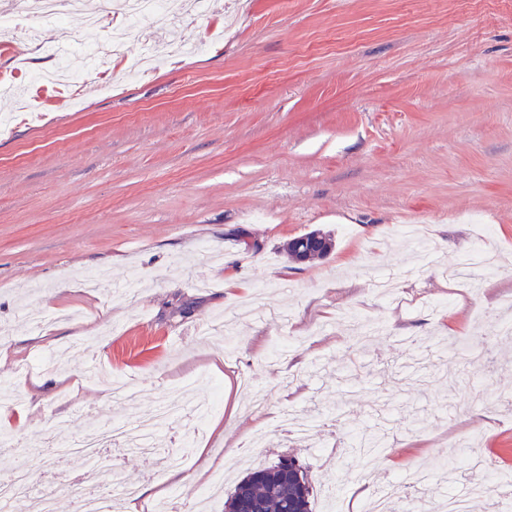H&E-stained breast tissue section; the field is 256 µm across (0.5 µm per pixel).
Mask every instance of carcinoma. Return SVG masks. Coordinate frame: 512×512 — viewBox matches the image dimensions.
I'll use <instances>...</instances> for the list:
<instances>
[{
  "mask_svg": "<svg viewBox=\"0 0 512 512\" xmlns=\"http://www.w3.org/2000/svg\"><path fill=\"white\" fill-rule=\"evenodd\" d=\"M313 240L302 250L287 244L288 256L296 261L315 259L335 247L331 232L320 229L305 233ZM312 486L308 475L295 459H281L269 466L256 468L242 477L228 494L224 512H236L240 501L248 499L258 512H312Z\"/></svg>",
  "mask_w": 512,
  "mask_h": 512,
  "instance_id": "1",
  "label": "carcinoma"
}]
</instances>
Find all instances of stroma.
Wrapping results in <instances>:
<instances>
[{
  "mask_svg": "<svg viewBox=\"0 0 512 512\" xmlns=\"http://www.w3.org/2000/svg\"><path fill=\"white\" fill-rule=\"evenodd\" d=\"M168 3L164 29L71 14L35 40L0 35V390L20 396L0 485L20 458L56 512H81L73 485L114 470L192 512L167 461L195 473L204 446L236 460L213 512L247 469L288 457L314 512H365L359 485L412 466L434 470L438 512L442 456L512 474V341L487 378L448 334L512 298V0H210L190 19ZM115 27L124 56L106 72L33 83L58 68L50 45L102 46ZM483 224L497 275L450 280ZM314 229L330 254L289 258ZM93 270L110 288L87 287ZM189 378L190 406L222 388L223 435L179 415L148 449L106 450L98 475L78 456L47 468L87 422L151 415ZM285 408L311 436L279 428ZM354 425L386 429L383 459L323 455Z\"/></svg>",
  "mask_w": 512,
  "mask_h": 512,
  "instance_id": "obj_1",
  "label": "stroma"
}]
</instances>
